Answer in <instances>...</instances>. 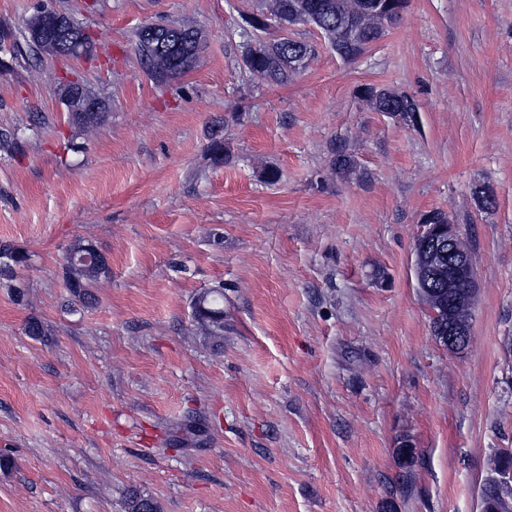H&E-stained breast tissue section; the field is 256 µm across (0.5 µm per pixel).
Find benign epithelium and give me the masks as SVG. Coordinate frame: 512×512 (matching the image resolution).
<instances>
[{"label": "benign epithelium", "instance_id": "benign-epithelium-1", "mask_svg": "<svg viewBox=\"0 0 512 512\" xmlns=\"http://www.w3.org/2000/svg\"><path fill=\"white\" fill-rule=\"evenodd\" d=\"M60 29H68L75 34L70 43H62L54 34V31ZM25 32L28 41L42 54L86 60L84 44L88 41V32L67 13L53 11L32 14L25 21ZM54 94L68 113L99 112L105 108L104 101L78 78L63 79V82L56 85ZM421 237L434 244L435 256L429 276L450 290L461 289L462 297L458 305L467 308L469 316L460 320L455 310H448V325L440 328L436 336L443 346L460 349L469 341L477 288L476 271L458 225L425 224Z\"/></svg>", "mask_w": 512, "mask_h": 512}]
</instances>
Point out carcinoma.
I'll return each instance as SVG.
<instances>
[{"label": "carcinoma", "instance_id": "obj_1", "mask_svg": "<svg viewBox=\"0 0 512 512\" xmlns=\"http://www.w3.org/2000/svg\"><path fill=\"white\" fill-rule=\"evenodd\" d=\"M408 0H275V9L267 14L263 10L244 18L241 29L250 42L244 50L241 63L253 78L269 85L283 86L307 67L315 57L313 44L297 36L295 28L311 26L322 35L339 58L355 61L381 40L390 27L401 20ZM276 32L267 40L252 42L258 33ZM199 33L176 24H146L135 33L134 48L141 63L158 81H166L187 71L185 58L198 51ZM359 97L374 112L399 115L413 119L420 112L416 100L390 87L365 85ZM208 151L214 164L225 162L223 126L212 125L208 133ZM330 164L336 171L350 174L356 170L355 161L341 145L330 151ZM27 251L10 244H0V278L13 280L15 268L27 263ZM110 273L106 262H99L83 271L78 280L68 279L66 288L70 296L87 305L94 300L90 287ZM194 309L206 333L221 336L224 333V286L209 288L194 300ZM490 481L481 488L484 512L499 508L512 512V485L490 493ZM125 512H158L153 499L135 489L126 494Z\"/></svg>", "mask_w": 512, "mask_h": 512}]
</instances>
